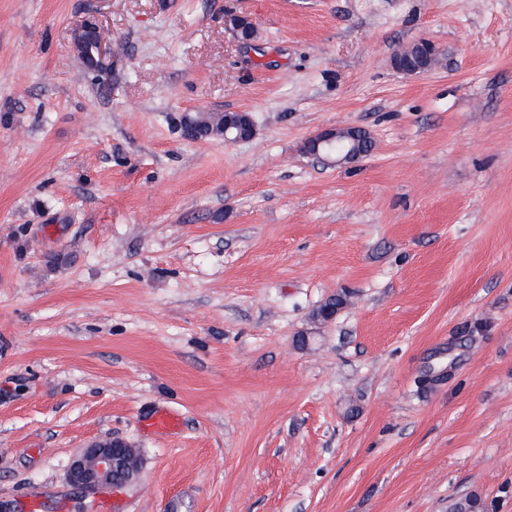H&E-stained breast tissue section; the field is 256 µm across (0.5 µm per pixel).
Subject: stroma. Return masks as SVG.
I'll return each instance as SVG.
<instances>
[{
	"instance_id": "35a3bbf8",
	"label": "stroma",
	"mask_w": 512,
	"mask_h": 512,
	"mask_svg": "<svg viewBox=\"0 0 512 512\" xmlns=\"http://www.w3.org/2000/svg\"><path fill=\"white\" fill-rule=\"evenodd\" d=\"M195 112L256 135L185 140ZM338 126L372 154L301 152ZM113 437L137 485L80 498ZM472 496L512 512V0H0V512ZM85 43H90L93 51L83 59ZM73 45L91 71L98 75L108 71L112 64V48L102 38L101 28L95 18H88L75 28ZM437 55L436 45L421 39L399 51L392 58V65L406 75H419L430 69ZM246 114L249 118V123L245 126V128L239 129L236 133H229V128L224 127V115L227 112H210V113H199V116L206 119L209 123L214 125L212 128L215 131L214 136L223 137L224 141L228 144H234L242 141H248L254 138L256 134L255 122L247 112H239ZM341 133H344L355 142H362V148L357 152L336 154V156H332L331 154H321V149L331 147ZM372 150L373 145L369 134L365 130L354 127L324 129L311 136L305 144V152L308 155L330 163H336V165L366 158L372 153ZM139 470L140 458L136 448L112 438L93 441L80 448L69 464L68 479L81 497H94L104 489L132 487Z\"/></svg>"
}]
</instances>
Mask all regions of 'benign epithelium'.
I'll return each mask as SVG.
<instances>
[{"instance_id":"1","label":"benign epithelium","mask_w":512,"mask_h":512,"mask_svg":"<svg viewBox=\"0 0 512 512\" xmlns=\"http://www.w3.org/2000/svg\"><path fill=\"white\" fill-rule=\"evenodd\" d=\"M238 39L247 43L254 37L252 21L238 15L233 19ZM91 44L92 52L85 57L88 68L101 75L112 64V48L101 36V28L94 18H89L74 30L73 45L83 54L85 44ZM437 55L436 45L421 39L399 51L392 58L393 67L406 75H419L430 69ZM201 117L214 125L215 135L228 144L248 141L256 134L254 120L235 133L224 127V113H203ZM373 150L369 134L358 128L324 129L311 136L305 144V152L313 157L341 164L368 157ZM140 458L137 450L120 439L98 440L79 449L68 468L70 485L83 497L96 496L104 489L123 490L132 487L138 478Z\"/></svg>"}]
</instances>
